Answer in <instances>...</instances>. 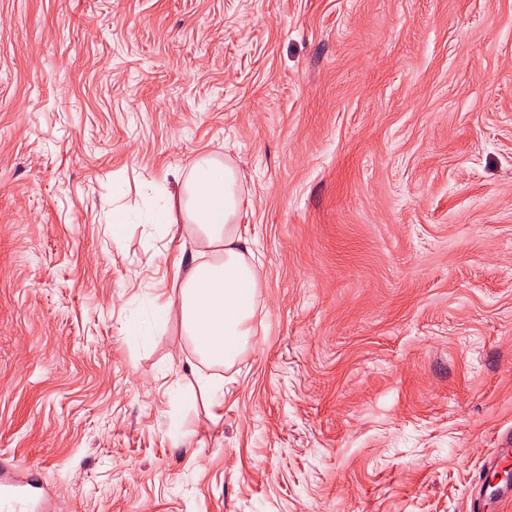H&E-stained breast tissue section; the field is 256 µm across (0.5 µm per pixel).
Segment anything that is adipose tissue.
I'll list each match as a JSON object with an SVG mask.
<instances>
[{"label":"adipose tissue","instance_id":"adipose-tissue-1","mask_svg":"<svg viewBox=\"0 0 512 512\" xmlns=\"http://www.w3.org/2000/svg\"><path fill=\"white\" fill-rule=\"evenodd\" d=\"M153 189L163 203L148 213V222L179 220L194 225L198 237L218 249L220 256L176 272L178 294L153 301L149 322L128 324L126 336L133 344L145 345L155 331L177 319L202 360L232 364L253 334L260 286L253 252L239 224L242 187L238 169L231 161L202 155L194 161L178 194H171L160 182Z\"/></svg>","mask_w":512,"mask_h":512}]
</instances>
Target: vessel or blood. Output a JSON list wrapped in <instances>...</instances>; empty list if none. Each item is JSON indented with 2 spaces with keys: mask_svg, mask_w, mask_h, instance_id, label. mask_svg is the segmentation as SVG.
Masks as SVG:
<instances>
[{
  "mask_svg": "<svg viewBox=\"0 0 512 512\" xmlns=\"http://www.w3.org/2000/svg\"><path fill=\"white\" fill-rule=\"evenodd\" d=\"M468 512H504L512 505V431L498 439L483 465ZM53 496L40 470L0 457V512H52Z\"/></svg>",
  "mask_w": 512,
  "mask_h": 512,
  "instance_id": "vessel-or-blood-1",
  "label": "vessel or blood"
}]
</instances>
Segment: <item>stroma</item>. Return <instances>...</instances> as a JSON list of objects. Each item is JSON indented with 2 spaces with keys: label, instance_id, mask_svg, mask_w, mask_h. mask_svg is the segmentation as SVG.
I'll list each match as a JSON object with an SVG mask.
<instances>
[{
  "label": "stroma",
  "instance_id": "stroma-1",
  "mask_svg": "<svg viewBox=\"0 0 512 512\" xmlns=\"http://www.w3.org/2000/svg\"><path fill=\"white\" fill-rule=\"evenodd\" d=\"M203 154L258 259L225 367L125 336L213 249L112 240ZM508 429L512 0H0V455L55 512H466Z\"/></svg>",
  "mask_w": 512,
  "mask_h": 512
}]
</instances>
